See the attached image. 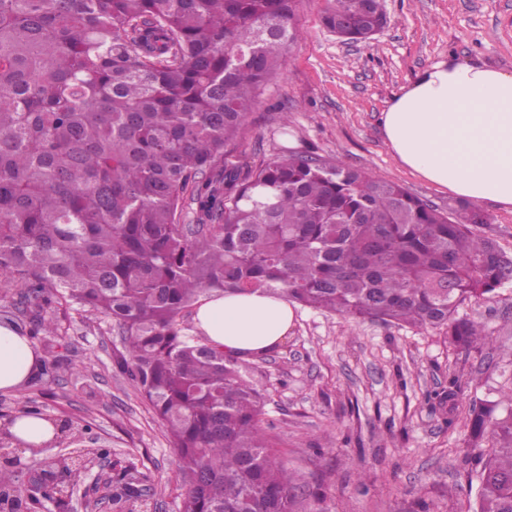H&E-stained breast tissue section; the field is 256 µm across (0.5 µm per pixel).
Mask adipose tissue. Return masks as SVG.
I'll list each match as a JSON object with an SVG mask.
<instances>
[{
  "label": "adipose tissue",
  "instance_id": "ef3b65f1",
  "mask_svg": "<svg viewBox=\"0 0 512 512\" xmlns=\"http://www.w3.org/2000/svg\"><path fill=\"white\" fill-rule=\"evenodd\" d=\"M386 142L425 181L480 203L512 208V73L441 61L417 74L382 114ZM202 336L243 359L284 339L294 320L287 299L256 290L200 297ZM41 353L29 336L0 325V391L36 374Z\"/></svg>",
  "mask_w": 512,
  "mask_h": 512
}]
</instances>
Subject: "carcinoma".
Returning a JSON list of instances; mask_svg holds the SVG:
<instances>
[{
  "label": "carcinoma",
  "mask_w": 512,
  "mask_h": 512,
  "mask_svg": "<svg viewBox=\"0 0 512 512\" xmlns=\"http://www.w3.org/2000/svg\"><path fill=\"white\" fill-rule=\"evenodd\" d=\"M297 0H0V274L38 308L112 317L119 363L168 434L181 512H294L299 485L260 419L250 363L184 332L203 293L261 289L353 319L439 329L480 351L458 315L512 282V255L472 231L477 208L442 209L403 186L305 152L224 163L258 92L299 38ZM383 0H330L325 27L366 42ZM198 206L180 223L185 196ZM41 373L61 359L56 327ZM460 385L434 394L454 424ZM470 406L472 512H512V411ZM44 463L75 477L67 459ZM145 476L113 464L118 501ZM0 470V512H15Z\"/></svg>",
  "instance_id": "carcinoma-1"
}]
</instances>
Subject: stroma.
<instances>
[{
    "label": "stroma",
    "mask_w": 512,
    "mask_h": 512,
    "mask_svg": "<svg viewBox=\"0 0 512 512\" xmlns=\"http://www.w3.org/2000/svg\"><path fill=\"white\" fill-rule=\"evenodd\" d=\"M387 26L366 43H347L322 24L327 0H298L300 39L260 91L227 163L270 162L307 151L406 187L431 204L446 189L391 154L381 115L430 65L448 59L512 71V0H384ZM279 347L254 360L251 377L266 395L265 432L300 485L297 512H469L470 486L456 450L470 404L512 392V284L470 301L462 317L482 323L491 342L465 352L438 330L396 327L295 306ZM56 379L35 376L0 392V433L37 412L61 428L47 455L90 448L105 459L74 483L71 496L36 512H179L181 477L164 430L134 382L117 366L122 336L111 317L58 306ZM459 375L456 413L433 400ZM146 475L135 504L112 498V464Z\"/></svg>",
    "instance_id": "obj_1"
}]
</instances>
